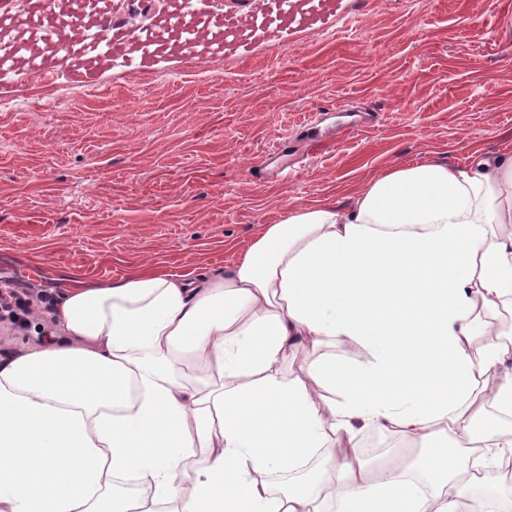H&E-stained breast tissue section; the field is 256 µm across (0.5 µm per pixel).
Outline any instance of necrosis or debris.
Segmentation results:
<instances>
[{
	"label": "necrosis or debris",
	"instance_id": "necrosis-or-debris-1",
	"mask_svg": "<svg viewBox=\"0 0 512 512\" xmlns=\"http://www.w3.org/2000/svg\"><path fill=\"white\" fill-rule=\"evenodd\" d=\"M114 0H27L16 10L0 0V80L38 78L66 64L83 88H95L98 63L111 58L120 24L115 19ZM174 13L171 29L152 25L155 43L174 44L183 28L216 30L221 11L204 15L189 9Z\"/></svg>",
	"mask_w": 512,
	"mask_h": 512
}]
</instances>
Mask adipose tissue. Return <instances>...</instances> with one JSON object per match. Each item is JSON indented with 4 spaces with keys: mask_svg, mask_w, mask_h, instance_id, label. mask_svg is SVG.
<instances>
[{
    "mask_svg": "<svg viewBox=\"0 0 512 512\" xmlns=\"http://www.w3.org/2000/svg\"><path fill=\"white\" fill-rule=\"evenodd\" d=\"M502 311L512 150L293 208L225 276L61 289V338L0 363V512H512L478 480L512 462ZM366 430L426 452L368 467Z\"/></svg>",
    "mask_w": 512,
    "mask_h": 512,
    "instance_id": "obj_1",
    "label": "adipose tissue"
}]
</instances>
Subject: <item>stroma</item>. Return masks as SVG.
<instances>
[{
  "label": "stroma",
  "instance_id": "35a3bbf8",
  "mask_svg": "<svg viewBox=\"0 0 512 512\" xmlns=\"http://www.w3.org/2000/svg\"><path fill=\"white\" fill-rule=\"evenodd\" d=\"M162 59L0 82V287L56 292L150 264L223 274L289 208L347 206L392 167L512 148V0H371L334 36L258 46L204 76ZM378 112L283 179L258 178L340 103Z\"/></svg>",
  "mask_w": 512,
  "mask_h": 512
}]
</instances>
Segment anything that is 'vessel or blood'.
I'll list each match as a JSON object with an SVG mask.
<instances>
[{
  "label": "vessel or blood",
  "mask_w": 512,
  "mask_h": 512,
  "mask_svg": "<svg viewBox=\"0 0 512 512\" xmlns=\"http://www.w3.org/2000/svg\"><path fill=\"white\" fill-rule=\"evenodd\" d=\"M369 0H250L247 10L224 14V35L216 40L204 39L200 33L188 32L181 38V59L198 67L219 60H244L262 44L295 43L303 37L327 34L359 16ZM127 54L114 57L117 67L134 65L148 70L152 48L145 46L136 30L124 32Z\"/></svg>",
  "instance_id": "obj_1"
}]
</instances>
